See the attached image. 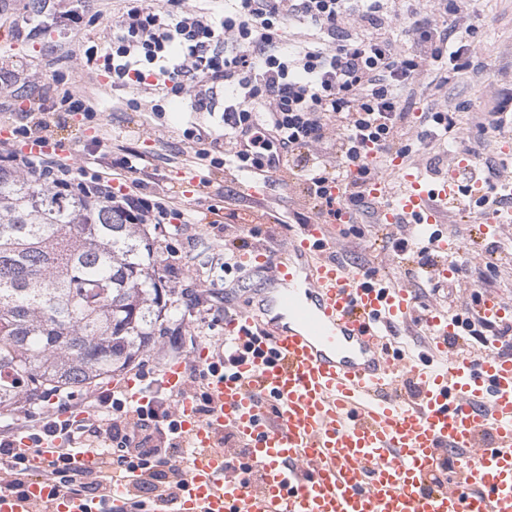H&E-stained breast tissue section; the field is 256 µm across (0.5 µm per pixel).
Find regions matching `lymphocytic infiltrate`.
Segmentation results:
<instances>
[{"label": "lymphocytic infiltrate", "instance_id": "1", "mask_svg": "<svg viewBox=\"0 0 512 512\" xmlns=\"http://www.w3.org/2000/svg\"><path fill=\"white\" fill-rule=\"evenodd\" d=\"M475 0H230L223 16L199 0H121L119 17L106 51L87 48L85 66L104 72L112 89L131 94L128 107L160 113L172 98H187L197 112L224 103V136L198 142V165L226 163L239 170L288 172L296 177L316 216L374 218L364 188L394 159L408 160L414 148L440 153L455 141L462 154L492 160L470 145L472 132L501 128L512 109V90L496 83L486 89L490 112L460 115L442 96L449 81L474 74L470 59ZM290 23L303 29L300 39L282 45ZM430 95L427 112L412 117L413 100ZM94 116L93 97L52 85L33 110L18 113L12 136L0 140V167L56 187L77 185L85 196L103 199L132 224H167L178 218L171 196H142L112 187L109 178L58 159L56 152H24L63 113ZM343 193L332 196V184ZM495 263L466 257L457 263L456 281L493 285L512 249L494 243ZM392 261L414 265L422 278L439 260L430 247L407 233L391 240ZM245 353L232 342L217 344L212 362L192 368L189 395L201 416H209V380L232 368ZM95 402L112 409L102 419L74 429L75 437H96L102 472L79 473L58 455L44 480L60 491L105 502L111 495L106 470L138 472L128 494V512H173L183 485L182 464L192 453L179 429L177 395L132 407L111 395ZM164 445L153 442L154 434Z\"/></svg>", "mask_w": 512, "mask_h": 512}]
</instances>
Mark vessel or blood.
<instances>
[{
    "label": "vessel or blood",
    "mask_w": 512,
    "mask_h": 512,
    "mask_svg": "<svg viewBox=\"0 0 512 512\" xmlns=\"http://www.w3.org/2000/svg\"><path fill=\"white\" fill-rule=\"evenodd\" d=\"M393 166L400 193L389 195L380 179L365 188L366 198L387 200L381 223L408 225L434 250L456 252L458 241L440 224L463 191L459 166L432 183L401 161ZM337 248L335 224L318 219L279 253L241 255L243 267L266 274L267 286L224 326L255 354L212 377L208 417L185 393L183 365L163 370L194 449L174 512H512V357L500 355L495 340L475 355L449 348L467 324L439 308L423 317L425 351L384 344L412 316L414 294L395 275L337 257ZM475 308L486 322L512 321V305L496 295H481ZM403 378L414 391H402ZM227 430L258 470L253 489L224 472L217 441ZM67 447L72 468L99 470L98 449L72 448L63 436L37 451L17 433L14 451L31 476L24 494H0V512H100L42 479ZM450 458L454 476L437 481ZM130 483L112 478L110 512H126Z\"/></svg>",
    "instance_id": "vessel-or-blood-1"
}]
</instances>
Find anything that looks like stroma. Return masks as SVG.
Returning <instances> with one entry per match:
<instances>
[{
  "label": "stroma",
  "mask_w": 512,
  "mask_h": 512,
  "mask_svg": "<svg viewBox=\"0 0 512 512\" xmlns=\"http://www.w3.org/2000/svg\"><path fill=\"white\" fill-rule=\"evenodd\" d=\"M75 6L76 0H50L42 15L47 22L45 31L29 39L24 34L27 22L33 19L29 0H0V27L13 26L18 31L14 45L0 51V83L8 85L18 105L24 107L28 96L37 95L41 85L50 83L52 74L59 73L67 77L73 89L99 100L100 110L94 118L79 112L52 128L54 139L72 148L75 166L84 165L95 140L102 137L112 145L133 146L151 155L153 174L146 193L171 195L189 218L188 223L167 227L166 243L177 252V271L163 278L165 289L172 291L178 301L177 309L166 312L162 320L164 332L170 336L181 328L185 334L177 350L163 345L150 348L123 374L97 380L72 394L52 395L45 403L16 414L0 413V435L15 433L37 419H56L58 411L67 406L86 407L93 393L123 397L127 380L153 378L163 366L195 362L200 347H213L224 336L225 298H232L238 307H246L258 283L257 277L250 274L238 287L225 290L224 267L219 261L225 240L245 237L253 248L271 242L281 248L293 233L292 228L284 226V219L296 212H311L296 180L288 174L269 186L259 199L249 198L246 173L230 166L214 168L212 184L205 190L186 182L184 175L191 171L194 155L186 130H194L205 139L222 135L223 110L196 112L186 99L168 102L160 119L143 110H131L127 94L112 92L102 72L80 68L86 48L106 47L117 19V0H95L96 20L84 21L78 31L56 26L55 18ZM472 23L476 28L474 51L482 73L449 83L448 101L464 104L473 112H488L493 104L482 94V80L512 87V0H478ZM340 246L350 259L370 261L379 267L389 253L383 234L369 226L360 238L344 234ZM198 295L205 297V305H195Z\"/></svg>",
  "instance_id": "35a3bbf8"
}]
</instances>
